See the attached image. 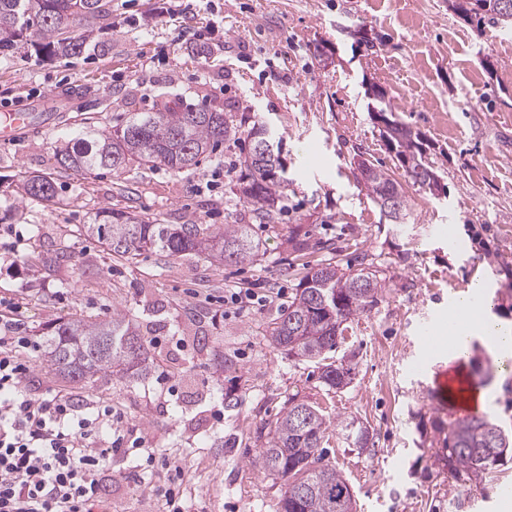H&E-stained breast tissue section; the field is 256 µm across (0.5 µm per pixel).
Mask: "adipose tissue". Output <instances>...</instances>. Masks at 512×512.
I'll return each instance as SVG.
<instances>
[{
	"mask_svg": "<svg viewBox=\"0 0 512 512\" xmlns=\"http://www.w3.org/2000/svg\"><path fill=\"white\" fill-rule=\"evenodd\" d=\"M484 289L483 282H473L463 292L456 305L455 311L464 324L460 328L459 336L450 338L448 348L449 360L454 363L455 378L459 383L457 397L468 406L480 408L485 402L484 389L475 387L468 379L465 364L469 358L471 344L474 339H485L498 353H512V324L488 317L486 310L482 309L476 297Z\"/></svg>",
	"mask_w": 512,
	"mask_h": 512,
	"instance_id": "1",
	"label": "adipose tissue"
}]
</instances>
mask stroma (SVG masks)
<instances>
[{"instance_id": "1", "label": "stroma", "mask_w": 512, "mask_h": 512, "mask_svg": "<svg viewBox=\"0 0 512 512\" xmlns=\"http://www.w3.org/2000/svg\"><path fill=\"white\" fill-rule=\"evenodd\" d=\"M112 0L110 14L83 22L82 54L47 56L33 45L0 52V110L21 103L56 118L0 144V236L20 231L18 252L0 255V302L20 307L28 335L61 318L129 315L157 363L145 377L77 387L36 359L28 391L112 404L128 438L158 459L115 453L100 476L108 512H168L155 489L163 460L185 466L184 512H278L280 485L260 470L266 439L288 394L318 403L330 419L356 417L373 432L366 451L330 442L329 459L349 482L357 512H450L461 487L436 457L435 369L448 363V304L474 280L497 296L493 315L512 322V33L476 29L448 0ZM382 45L367 50L353 32ZM382 87L397 118L421 133L447 194L404 183L403 223L381 215L356 180L355 157L385 169L399 163L372 120L366 83ZM164 90L184 105L233 108L243 122L192 172L165 166L61 173L55 149L91 121L103 130L155 109ZM264 124L283 142L288 190L276 223L252 234L265 256L253 265L202 255L146 252L109 258L85 227L101 209L161 224L224 226L249 218L238 173L206 187L219 161L236 162L247 132ZM56 178L53 201L21 199L20 175ZM307 234L293 252L294 228ZM375 273L384 295L351 324L335 356L353 368L340 390L314 363L287 356L267 324L287 306L301 263L326 258ZM228 288L273 301L253 314L224 304ZM437 336L435 352L422 343ZM425 361L428 371L417 372ZM167 378L174 393L162 391ZM236 404L223 408L225 393Z\"/></svg>"}]
</instances>
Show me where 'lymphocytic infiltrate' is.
<instances>
[{
  "label": "lymphocytic infiltrate",
  "instance_id": "f902f5d3",
  "mask_svg": "<svg viewBox=\"0 0 512 512\" xmlns=\"http://www.w3.org/2000/svg\"><path fill=\"white\" fill-rule=\"evenodd\" d=\"M38 342L0 314V512H94L98 476L126 442L111 405L33 396L25 382Z\"/></svg>",
  "mask_w": 512,
  "mask_h": 512
}]
</instances>
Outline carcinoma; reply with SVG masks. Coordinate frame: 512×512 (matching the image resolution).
<instances>
[{
	"label": "carcinoma",
	"mask_w": 512,
	"mask_h": 512,
	"mask_svg": "<svg viewBox=\"0 0 512 512\" xmlns=\"http://www.w3.org/2000/svg\"><path fill=\"white\" fill-rule=\"evenodd\" d=\"M461 18L477 27L491 24L512 29V12L497 8L498 0H467ZM112 0H0V51L12 49L36 30L42 42L37 50L50 56H75L82 52L86 35L76 22L109 15ZM390 125L380 130L395 152L402 177L429 188L437 172L427 161L420 133L399 121L392 109L378 106ZM237 125L227 112L205 108L179 110L167 103L154 112H140L105 131L86 124L70 134L59 151V168L79 172L94 168L139 170L162 163L175 172L189 171L213 152L219 143L236 135ZM249 150L239 158L245 171L241 195L251 204L252 220L275 222L279 203L288 187L281 146L271 149L267 129L255 124L248 132ZM357 179L380 212L393 223L405 217L402 184L389 171L369 162L357 166ZM24 195L49 201L57 183L47 176L23 179ZM114 259L131 261L144 252L168 256L201 253L220 262L254 264L262 260L259 242L247 224H152L127 213L103 212L101 223L90 224ZM383 294L376 274L344 269L329 259L318 262L299 281L288 307L270 322L271 342L288 356L318 365L319 379L330 389L350 383L352 368L330 360L344 339L347 324L372 309ZM46 364L72 382L93 384L100 378L123 379L129 371L146 372L150 350L138 328L123 312L99 322L71 319L46 329ZM438 461L448 475L469 489L484 484L495 468L512 460V432L484 415L448 418L435 425ZM267 432L258 463L264 474L280 481L279 512H355L351 488L327 458L323 443L336 433L364 451L372 440L369 428L354 418L336 420L290 394L284 409L262 424Z\"/></svg>",
	"instance_id": "1"
}]
</instances>
